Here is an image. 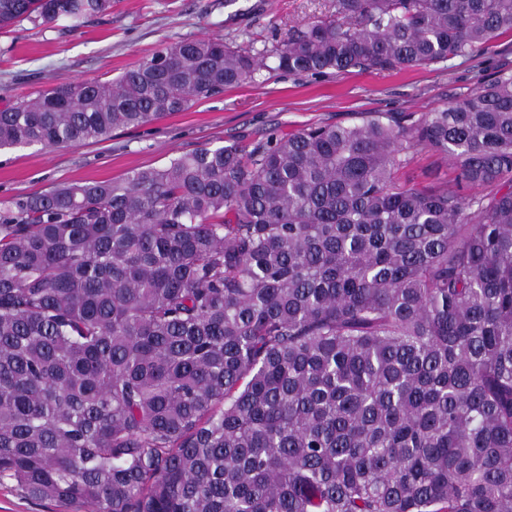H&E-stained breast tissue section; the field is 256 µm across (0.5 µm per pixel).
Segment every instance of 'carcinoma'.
Masks as SVG:
<instances>
[{
    "instance_id": "obj_1",
    "label": "carcinoma",
    "mask_w": 512,
    "mask_h": 512,
    "mask_svg": "<svg viewBox=\"0 0 512 512\" xmlns=\"http://www.w3.org/2000/svg\"><path fill=\"white\" fill-rule=\"evenodd\" d=\"M111 7L0 0V31ZM330 7L271 51L185 38L21 95L0 149L104 141L268 58L401 72L512 36V0ZM419 148L454 178L396 183ZM0 478L93 512H512V70L0 209Z\"/></svg>"
}]
</instances>
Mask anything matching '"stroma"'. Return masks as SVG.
I'll return each mask as SVG.
<instances>
[{
    "mask_svg": "<svg viewBox=\"0 0 512 512\" xmlns=\"http://www.w3.org/2000/svg\"><path fill=\"white\" fill-rule=\"evenodd\" d=\"M330 0H112L80 27L25 21L0 33V107L18 95L77 79H113L169 43L212 37L260 51L286 42L329 13ZM512 68V37L481 59L456 57L406 72L352 71L322 76L265 68L253 81L187 111L99 143L0 150V208L13 198L60 183L120 181L203 146L248 144L272 131L350 124L365 112L421 114L476 89L497 67ZM454 176L451 162L417 149L400 180L433 187ZM0 512H90L28 498L0 481Z\"/></svg>",
    "mask_w": 512,
    "mask_h": 512,
    "instance_id": "stroma-1",
    "label": "stroma"
}]
</instances>
